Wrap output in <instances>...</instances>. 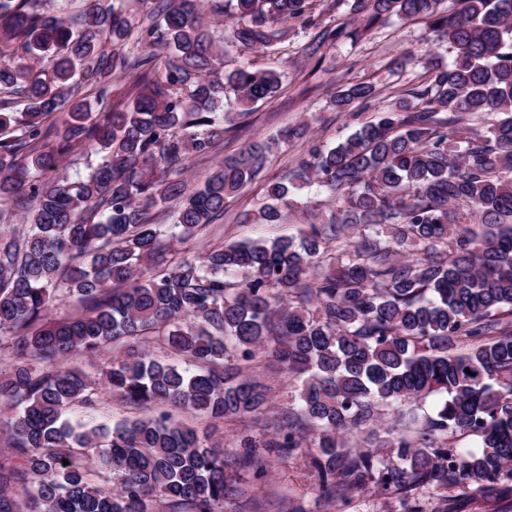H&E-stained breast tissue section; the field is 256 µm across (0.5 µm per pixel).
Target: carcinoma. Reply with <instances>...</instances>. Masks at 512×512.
Returning <instances> with one entry per match:
<instances>
[{
	"mask_svg": "<svg viewBox=\"0 0 512 512\" xmlns=\"http://www.w3.org/2000/svg\"><path fill=\"white\" fill-rule=\"evenodd\" d=\"M40 2L0 0V512H226L245 494L237 471L259 480L298 455L317 475V512H353L363 491L426 512L422 490L431 512L511 509L512 0H456L449 14L441 0H352L364 31L421 19L452 61L428 60L420 86L312 147L242 214L276 224L289 184L316 183L336 205L299 239L184 252L280 141L306 133L254 141L200 185L184 177L224 124L283 86L275 69L224 71L211 20L230 19L244 51L275 48L298 21L317 29L311 57L344 29L315 19L316 0L209 13L170 0L148 24L128 0H57L54 15ZM130 71L134 96L116 108L113 81ZM374 94L347 84L332 105ZM83 146L100 160L73 176L63 158ZM168 203L156 223L150 210ZM13 207L27 212L21 231ZM72 296L76 314L62 310ZM107 351L97 381L64 364ZM261 355L298 384L297 407L270 414L271 387L248 373ZM104 393L140 415L97 421ZM403 402L411 416L380 439L375 425ZM186 412L250 424L226 452ZM458 434L477 449L455 448Z\"/></svg>",
	"mask_w": 512,
	"mask_h": 512,
	"instance_id": "obj_1",
	"label": "carcinoma"
}]
</instances>
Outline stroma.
<instances>
[{
    "mask_svg": "<svg viewBox=\"0 0 512 512\" xmlns=\"http://www.w3.org/2000/svg\"><path fill=\"white\" fill-rule=\"evenodd\" d=\"M315 8L323 19L345 27L335 44L321 48L320 60L309 59L304 52L314 36L313 29L294 22L289 23L287 38L276 50L226 49V70L245 64L275 67L285 74L284 86L279 96L257 105L245 126L225 132L209 157L192 162L188 176L194 183H202L225 156L251 142L278 136L283 129L305 122L310 129L306 136L282 145L271 157L265 181L249 184L228 204L207 236V243L229 244L298 233L308 220L310 208L327 207L317 187L300 184L291 188L281 223L243 224L239 217L243 211L264 204L266 182L279 180L309 146L336 144L362 123L377 119L404 90L420 82L428 57L446 62L451 59L447 43L429 39L423 21L393 16L366 33L361 20L351 18L346 0H317ZM361 81L374 86L373 101L355 103L344 112L332 109L330 100L342 86ZM240 479L245 494L235 502L234 512H277L278 502L288 498L301 499L310 508L315 505L317 478L304 458L272 462L265 477L258 481L247 471L241 472Z\"/></svg>",
    "mask_w": 512,
    "mask_h": 512,
    "instance_id": "obj_1",
    "label": "stroma"
}]
</instances>
